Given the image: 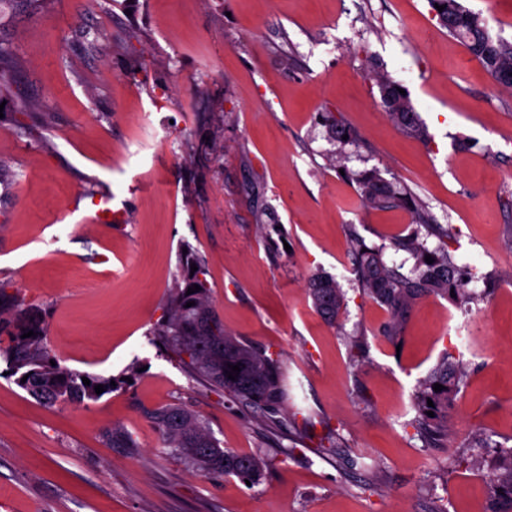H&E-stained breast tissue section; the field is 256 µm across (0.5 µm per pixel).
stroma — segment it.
<instances>
[{
    "label": "stroma",
    "mask_w": 512,
    "mask_h": 512,
    "mask_svg": "<svg viewBox=\"0 0 512 512\" xmlns=\"http://www.w3.org/2000/svg\"><path fill=\"white\" fill-rule=\"evenodd\" d=\"M0 34L21 61L0 81V282L41 310L60 364L136 373L52 407L0 377V512H487L469 444L481 431L512 447V91L428 0H47ZM374 65L407 88L427 139L390 121ZM332 117L354 138L336 141ZM373 169L435 227L365 208ZM352 232L408 270L396 239L445 247L474 300L421 299L389 341ZM186 245L225 330L286 363L300 440L152 344ZM320 272L345 295L333 325L305 291ZM447 352L467 380L447 438L429 440L412 393ZM175 402L222 447L263 457L266 482L208 479L170 455L143 412ZM114 427L134 447H110ZM331 439L354 466L323 453Z\"/></svg>",
    "instance_id": "stroma-1"
}]
</instances>
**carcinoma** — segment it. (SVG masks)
I'll return each mask as SVG.
<instances>
[{
  "label": "carcinoma",
  "instance_id": "carcinoma-1",
  "mask_svg": "<svg viewBox=\"0 0 512 512\" xmlns=\"http://www.w3.org/2000/svg\"><path fill=\"white\" fill-rule=\"evenodd\" d=\"M45 0H0V30L4 22L18 15H34ZM440 26L459 39L484 67L493 82L501 84L500 75L512 69V43L493 37L487 21L465 8L461 0H428ZM444 7L437 11L435 5ZM18 69V59L12 43L0 37V78ZM373 80L378 88L381 106L404 133L423 139L426 130L418 118L410 95L398 91L400 85L384 71L374 70ZM363 203L375 209L400 206L414 214L419 224L434 223L432 215L408 192L385 179L376 170L358 179ZM396 247L411 253L415 260L414 274L406 275L397 267L388 266L382 249L368 247L356 234H350L356 280L369 297L385 307L389 321L383 335L395 341L401 335L404 322L413 305L428 296H445L456 303L472 300L463 279L462 268L445 252L428 250L415 236L399 240ZM180 275L176 276L169 299L168 317L157 330L166 350L171 352L187 372L224 391L230 397L245 402L273 423L288 401V376L280 359L267 355L224 330V322L210 301L208 271L204 259L190 245H185ZM431 256L433 263L425 261ZM197 270L191 271V265ZM200 291L187 294L193 285ZM314 310L330 324L336 323L344 310V295L336 279L328 274L313 275L306 288ZM195 302L188 307L186 303ZM32 331L31 337L23 334ZM9 336L8 344L0 346V361L15 377L16 384L33 399L47 406L96 401L101 395L94 386L101 384L104 393L114 386L111 379L101 378L70 369L60 363L52 364L46 347L45 321L34 308L8 295L0 284V335ZM240 364L235 379L228 378L231 366ZM90 380L83 384L82 378ZM466 381L465 367L452 353L444 354L440 362L420 383L412 396L417 422L431 437L448 434V408ZM445 389L436 392L433 385ZM434 407H429L427 400ZM433 411L434 416L427 415ZM145 416L162 436L164 446L183 457L201 475L234 476L251 485L266 479V464L256 455L224 449L211 435L204 423L188 408L172 403L145 411ZM114 448H131V436L114 428L107 434ZM474 448H492L489 484V512H512V448H506L479 432L471 441Z\"/></svg>",
  "mask_w": 512,
  "mask_h": 512
}]
</instances>
